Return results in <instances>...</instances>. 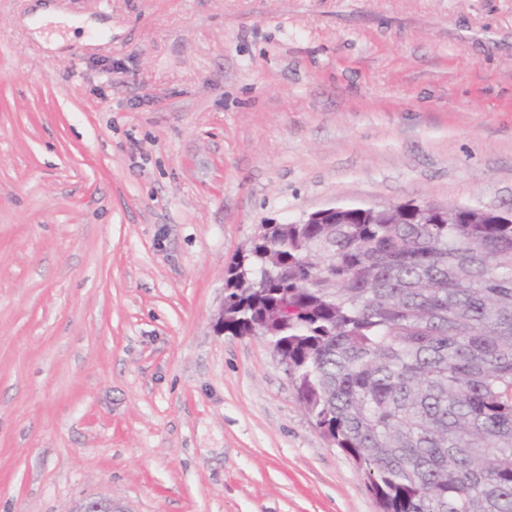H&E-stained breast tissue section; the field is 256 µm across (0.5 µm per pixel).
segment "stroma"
Here are the masks:
<instances>
[{
  "instance_id": "1",
  "label": "stroma",
  "mask_w": 512,
  "mask_h": 512,
  "mask_svg": "<svg viewBox=\"0 0 512 512\" xmlns=\"http://www.w3.org/2000/svg\"><path fill=\"white\" fill-rule=\"evenodd\" d=\"M427 202L512 208V0H0V512H379L218 310L260 225Z\"/></svg>"
}]
</instances>
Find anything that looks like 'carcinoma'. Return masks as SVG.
Listing matches in <instances>:
<instances>
[{"label": "carcinoma", "instance_id": "1", "mask_svg": "<svg viewBox=\"0 0 512 512\" xmlns=\"http://www.w3.org/2000/svg\"><path fill=\"white\" fill-rule=\"evenodd\" d=\"M263 228L225 270L224 330L268 340L382 512H512V219Z\"/></svg>", "mask_w": 512, "mask_h": 512}]
</instances>
